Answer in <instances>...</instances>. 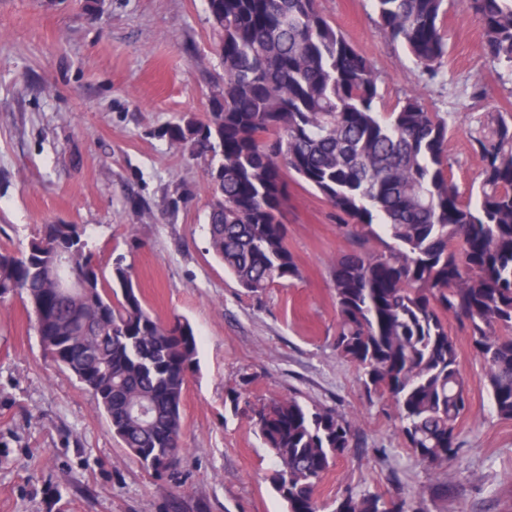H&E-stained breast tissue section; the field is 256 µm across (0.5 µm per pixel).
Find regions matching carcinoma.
<instances>
[{
    "label": "carcinoma",
    "mask_w": 512,
    "mask_h": 512,
    "mask_svg": "<svg viewBox=\"0 0 512 512\" xmlns=\"http://www.w3.org/2000/svg\"><path fill=\"white\" fill-rule=\"evenodd\" d=\"M379 26L405 45L427 81L447 54L448 0H372ZM485 55L512 78V0H460ZM222 74L207 119L184 115L170 146L204 163L209 252L253 296L300 276L283 221L291 178L343 220L352 248L333 266L336 354L368 398L394 405L405 446L438 471L460 443L468 408L448 317L463 324L496 415L512 420V114L469 131L479 160L475 201L453 180L448 121L409 97L377 109L372 63L317 0H207ZM376 239L381 247L370 246ZM74 275L80 287L69 288ZM26 298L45 353L91 393L128 453L162 477L180 463L184 390L197 370L189 321L155 318L123 258L110 278L80 224H46L27 247L0 250V302ZM278 469L287 512H321L315 491L353 444L357 423L297 397L239 409ZM332 512H421L348 491Z\"/></svg>",
    "instance_id": "obj_1"
}]
</instances>
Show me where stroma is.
<instances>
[{
    "mask_svg": "<svg viewBox=\"0 0 512 512\" xmlns=\"http://www.w3.org/2000/svg\"><path fill=\"white\" fill-rule=\"evenodd\" d=\"M370 59L386 111L418 95L450 126L454 180L469 196L479 161L468 131L512 111V82L487 60L478 22L450 0L442 79L424 84L378 25L372 0H319ZM206 0H0V249L43 224H83L103 275L123 257L161 321L187 319L198 368L181 408L185 453L160 478L132 458L89 392L46 356L21 297L0 304V512H286L272 456L227 398L249 376L257 405L293 394L356 418L359 435L321 481L330 504L369 489L424 512H512V420L495 414L470 340L449 320L469 407L439 474L403 445L394 409L369 402L337 357L332 268L350 242L335 210L290 182L285 222L299 278L246 294L208 253L207 181L161 132L205 118L220 69ZM447 483V494L435 491Z\"/></svg>",
    "mask_w": 512,
    "mask_h": 512,
    "instance_id": "stroma-1",
    "label": "stroma"
}]
</instances>
